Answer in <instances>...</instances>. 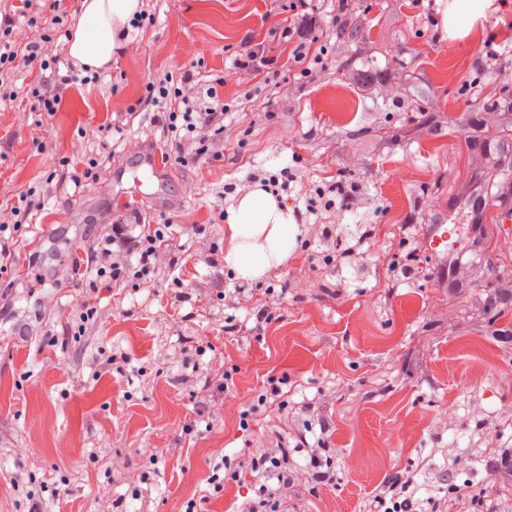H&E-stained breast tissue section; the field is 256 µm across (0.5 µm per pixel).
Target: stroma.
I'll use <instances>...</instances> for the list:
<instances>
[{
    "label": "stroma",
    "instance_id": "35a3bbf8",
    "mask_svg": "<svg viewBox=\"0 0 512 512\" xmlns=\"http://www.w3.org/2000/svg\"><path fill=\"white\" fill-rule=\"evenodd\" d=\"M147 5L151 21L133 23L96 82L63 85L53 116L33 95L38 68L19 64L16 97L0 96V209L23 193L35 204L0 268V512H184L198 498L203 512H239L257 497L252 463L277 448L289 451L288 512H368L408 470L416 512H456L452 482L482 488L481 512H512L488 466L512 453V301L496 300L512 229L471 203L502 146L495 108L512 101V8L493 0L448 38L436 0H350L362 40L340 56L336 2L317 0L322 59L284 69L286 0ZM9 7L18 45L47 39L67 74L66 37L22 0ZM259 42L278 66L235 69ZM187 66L225 117L183 165L148 89ZM354 69L390 77L369 98ZM152 150L171 168L161 183L140 168ZM281 174L297 246L262 280L236 279L227 194ZM70 209L94 217L69 229L88 250L116 213L133 236L168 225L154 283L133 263L117 287L88 268L61 287L47 244L41 288L12 287L28 244ZM441 221L461 230L451 259L424 248ZM302 438L325 466L296 451Z\"/></svg>",
    "mask_w": 512,
    "mask_h": 512
}]
</instances>
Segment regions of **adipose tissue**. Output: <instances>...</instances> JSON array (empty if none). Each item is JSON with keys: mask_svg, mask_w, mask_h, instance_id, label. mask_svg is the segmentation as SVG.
Segmentation results:
<instances>
[{"mask_svg": "<svg viewBox=\"0 0 512 512\" xmlns=\"http://www.w3.org/2000/svg\"><path fill=\"white\" fill-rule=\"evenodd\" d=\"M139 0H82L81 16L69 40V54L98 70L123 47V27L133 21ZM298 226L288 209L270 191L254 186L231 198L226 210L224 265L237 279L257 281L287 262L296 247Z\"/></svg>", "mask_w": 512, "mask_h": 512, "instance_id": "adipose-tissue-1", "label": "adipose tissue"}]
</instances>
